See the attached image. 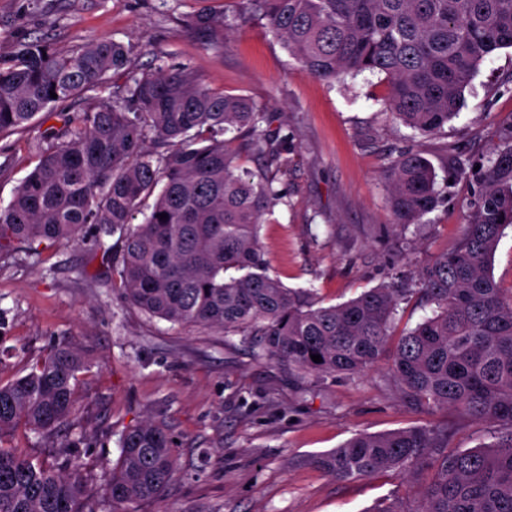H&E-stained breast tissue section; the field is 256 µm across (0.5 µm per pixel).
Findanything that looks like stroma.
Wrapping results in <instances>:
<instances>
[{"mask_svg": "<svg viewBox=\"0 0 512 512\" xmlns=\"http://www.w3.org/2000/svg\"><path fill=\"white\" fill-rule=\"evenodd\" d=\"M0 0V68L17 43L42 39L74 50L109 38L130 50V71L189 67L202 86L252 99L261 126L288 140V168L275 174L282 198L260 229L270 275L337 305L454 248L473 191L472 164L488 161L512 125V49L499 50L464 92L444 129L425 136L383 107L388 84L364 72L333 84L306 71L233 0ZM207 7L226 15L223 46L188 27ZM38 122L0 136V210L47 146ZM420 153L437 174L440 202L400 234L387 170ZM92 237L0 260V380L40 360L58 340L78 337L90 368L75 386L67 426L38 437L18 427L4 446L61 466L60 443L82 435V472L91 499L119 457L126 428L150 419L176 441V474L159 503L138 512H367L417 481L395 473L339 482L310 464L359 432L384 434L452 423L454 451L491 443L489 424L403 401L386 365L356 380L300 379L257 358L244 336L182 327L151 317L112 287Z\"/></svg>", "mask_w": 512, "mask_h": 512, "instance_id": "obj_1", "label": "stroma"}]
</instances>
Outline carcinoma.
<instances>
[{
    "mask_svg": "<svg viewBox=\"0 0 512 512\" xmlns=\"http://www.w3.org/2000/svg\"><path fill=\"white\" fill-rule=\"evenodd\" d=\"M233 2L265 20L320 80L385 75L386 110L422 135L440 132L479 66L512 48V0ZM223 26L208 8L190 20L210 45ZM15 56L0 70V135L38 115L62 126L48 128L49 147L0 211V259L22 245L75 241L92 226L96 251L109 261L103 237L119 231L124 245L112 263V287L151 317L252 336L259 356L300 377L353 380L386 359L411 405L486 422L493 442L453 452V429L431 424L357 433L311 463L336 481L388 470L422 479L412 503L394 496L370 512H512V294L503 295L490 270L512 226V126L502 131L490 166L474 174L456 248L409 281L393 279L322 306L311 291L267 273L259 226L280 194L273 177L239 167L228 135L249 133L257 153L278 169L288 143L259 129L249 98L213 92L182 67L134 78L93 110L57 113L56 104L98 90L128 68L129 50L108 38L68 52L32 41L20 43ZM391 171L390 205L405 230L439 203L436 173L413 152L393 161ZM140 214L143 223L133 225ZM417 294L434 306L432 315L393 337L400 305ZM88 368L77 341L64 340L28 373L0 382V440L21 425L47 435L66 423L74 384ZM82 444L81 437L63 444V470L0 447V512H135L157 502L174 477L173 438L147 419L119 438L103 500L93 501Z\"/></svg>",
    "mask_w": 512,
    "mask_h": 512,
    "instance_id": "1",
    "label": "carcinoma"
}]
</instances>
